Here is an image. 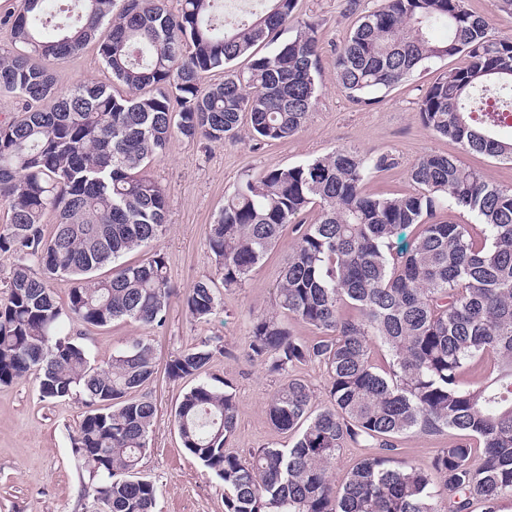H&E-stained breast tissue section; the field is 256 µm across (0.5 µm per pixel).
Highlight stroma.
Masks as SVG:
<instances>
[{"label":"stroma","instance_id":"obj_1","mask_svg":"<svg viewBox=\"0 0 512 512\" xmlns=\"http://www.w3.org/2000/svg\"><path fill=\"white\" fill-rule=\"evenodd\" d=\"M380 3L357 0L352 6L348 0H298V13L318 28L319 95L297 135L260 143L244 131L237 140L222 144L178 137L166 155L151 164L150 174L167 190V230L156 247L166 256L176 290L165 324L147 329L119 320L105 328L68 322L62 326L63 335L82 344L98 365L132 339L143 336L154 346L159 369L146 391L157 415L139 463L141 474L157 487L153 512H224L223 481L183 448L177 434L174 410L189 383L170 381L163 367L181 351L221 338L225 353L214 359L204 379L229 382L236 392L239 415L231 450L245 454L291 442L273 427L266 412V402L282 378L250 361L247 352L254 317L273 308L274 289L294 241L292 231H284L243 287L221 292V304L210 321L193 320L184 307L186 293L214 271L207 236L225 194L246 176L297 165L337 148L357 152L368 161L383 154L394 158V167L372 173L367 180L366 190L375 196L413 191L408 173L417 159L430 153L453 155L461 165L512 188V161L463 150L421 123L419 103L427 87L462 65V57L432 60L406 81L375 92L368 104L355 103L337 90L336 51L361 17ZM54 73L62 92L87 80L109 78L91 45L55 64ZM84 411L73 398L43 399L31 376L0 385V512H100L95 482L72 449ZM459 438L454 431L410 433L399 441L400 456L426 466L441 448Z\"/></svg>","mask_w":512,"mask_h":512}]
</instances>
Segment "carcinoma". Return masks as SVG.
Returning <instances> with one entry per match:
<instances>
[{
	"instance_id": "cac0c4a2",
	"label": "carcinoma",
	"mask_w": 512,
	"mask_h": 512,
	"mask_svg": "<svg viewBox=\"0 0 512 512\" xmlns=\"http://www.w3.org/2000/svg\"><path fill=\"white\" fill-rule=\"evenodd\" d=\"M250 21L228 28L224 0H21L9 19L12 50L0 54V91L23 101L0 121V253L17 257L0 303V384L34 376L44 399L77 396L87 407L74 452L99 480L107 512H151L153 481L137 471L157 406L142 389L156 373L151 342L135 338L103 366L59 337L62 318L86 327L116 320L166 321L172 286L154 250L112 276L96 272L138 252L166 231L165 188L144 172L176 135L209 143L249 135L281 141L298 134L318 92L316 23L297 0H261ZM292 25L294 36L269 55ZM448 29L437 41L433 31ZM93 44L112 82L56 88L51 65ZM463 54L425 91L423 126L470 152L512 161L502 124L512 115V36H492L464 0H383L362 17L336 54V88L356 103L402 83L425 63ZM247 60L244 71L232 69ZM219 72L224 80L208 83ZM372 164L336 149L295 166L246 177L224 197L208 246L214 274L185 298L206 322L220 304L216 284L242 287L287 226L295 233L275 288L274 308L256 316L250 359L285 382L266 404L271 424L296 433L288 448L242 456L227 448L239 402L233 388L199 381L176 405L183 447L224 481V512H484L512 502V188L446 154H426L410 170L413 192H365ZM481 226L442 219L450 206ZM54 216L51 232L44 230ZM413 233L411 247L391 241ZM72 286L59 303L50 280ZM317 333L295 335L288 319ZM389 356L377 371L370 354ZM224 346L205 341L165 367L171 381L202 375ZM490 360V377L467 387L461 372ZM317 362L325 399L293 374ZM464 433L482 442L479 461L465 442L443 448L428 468L396 458L413 432ZM375 449L336 492L332 468L351 446Z\"/></svg>"
}]
</instances>
